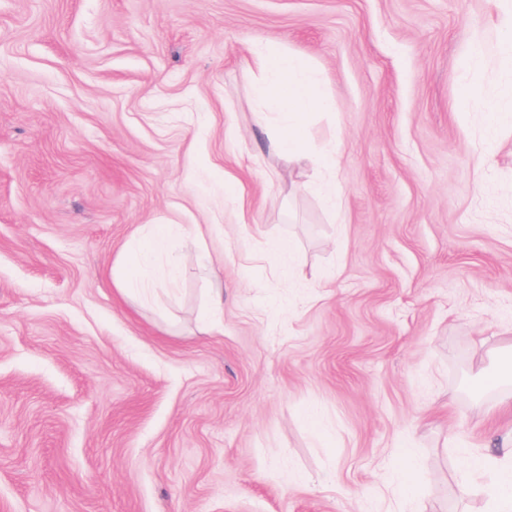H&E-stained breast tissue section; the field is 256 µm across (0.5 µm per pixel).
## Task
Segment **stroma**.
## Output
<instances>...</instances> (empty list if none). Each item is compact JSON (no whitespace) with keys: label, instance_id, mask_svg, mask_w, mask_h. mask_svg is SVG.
Instances as JSON below:
<instances>
[{"label":"stroma","instance_id":"obj_1","mask_svg":"<svg viewBox=\"0 0 512 512\" xmlns=\"http://www.w3.org/2000/svg\"><path fill=\"white\" fill-rule=\"evenodd\" d=\"M511 13L0 0V512H481L458 449L512 462ZM257 43L320 74L343 219L266 149ZM147 224L182 227L148 299L115 285Z\"/></svg>","mask_w":512,"mask_h":512}]
</instances>
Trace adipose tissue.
Wrapping results in <instances>:
<instances>
[{
  "label": "adipose tissue",
  "mask_w": 512,
  "mask_h": 512,
  "mask_svg": "<svg viewBox=\"0 0 512 512\" xmlns=\"http://www.w3.org/2000/svg\"><path fill=\"white\" fill-rule=\"evenodd\" d=\"M251 58L259 76L252 88L259 109L258 123H265L269 113H276V133L270 138L272 147L289 144L290 156L297 163L309 160L308 146L302 138L312 113L329 107L326 93L320 92L317 72L305 60L289 51H270L253 46ZM177 236L165 225L154 226L148 248L125 251L122 257L126 275L117 280L120 292L131 290L145 292L155 288L158 280L154 274L157 257L175 251Z\"/></svg>",
  "instance_id": "ef3b65f1"
}]
</instances>
